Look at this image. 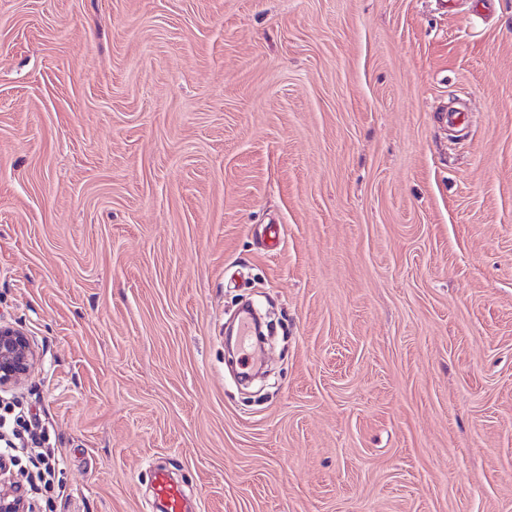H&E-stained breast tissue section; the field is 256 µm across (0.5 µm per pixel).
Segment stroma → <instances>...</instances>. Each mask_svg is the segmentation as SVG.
<instances>
[{
	"mask_svg": "<svg viewBox=\"0 0 512 512\" xmlns=\"http://www.w3.org/2000/svg\"><path fill=\"white\" fill-rule=\"evenodd\" d=\"M0 316L43 512H512V0H0ZM37 353L26 330L0 319V390L23 384L37 362ZM154 495L162 512H189L182 488L161 468L152 473Z\"/></svg>",
	"mask_w": 512,
	"mask_h": 512,
	"instance_id": "obj_1",
	"label": "stroma"
}]
</instances>
